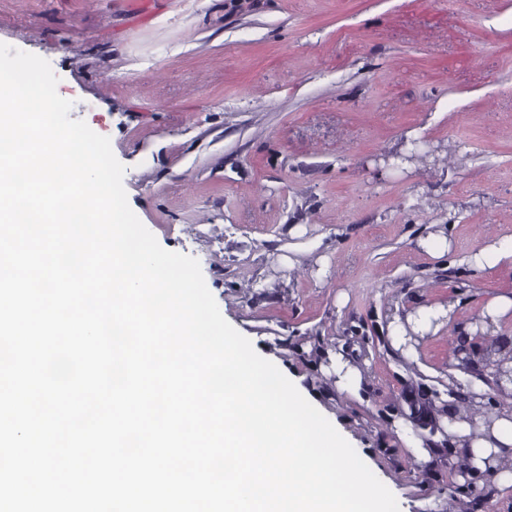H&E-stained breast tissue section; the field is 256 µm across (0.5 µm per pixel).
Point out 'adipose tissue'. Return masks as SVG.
<instances>
[{"label":"adipose tissue","mask_w":512,"mask_h":512,"mask_svg":"<svg viewBox=\"0 0 512 512\" xmlns=\"http://www.w3.org/2000/svg\"><path fill=\"white\" fill-rule=\"evenodd\" d=\"M435 417L451 435L453 462H465L467 479L483 487L489 479L512 485V399L489 412L481 400L461 407L456 421H449L443 403H436Z\"/></svg>","instance_id":"1"}]
</instances>
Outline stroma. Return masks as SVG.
Returning <instances> with one entry per match:
<instances>
[{"label": "stroma", "instance_id": "1", "mask_svg": "<svg viewBox=\"0 0 512 512\" xmlns=\"http://www.w3.org/2000/svg\"><path fill=\"white\" fill-rule=\"evenodd\" d=\"M0 43L46 59L106 136L128 203L195 257L221 314L362 448L402 512H452L429 400L491 387L455 336L512 298V0H0ZM445 233L431 255L422 239ZM453 304L451 329L390 326ZM364 370L337 391L327 350ZM512 261V239L511 241L493 242L488 244L481 253V260L491 268L499 264L503 260ZM481 260L479 263L483 266Z\"/></svg>", "mask_w": 512, "mask_h": 512}]
</instances>
